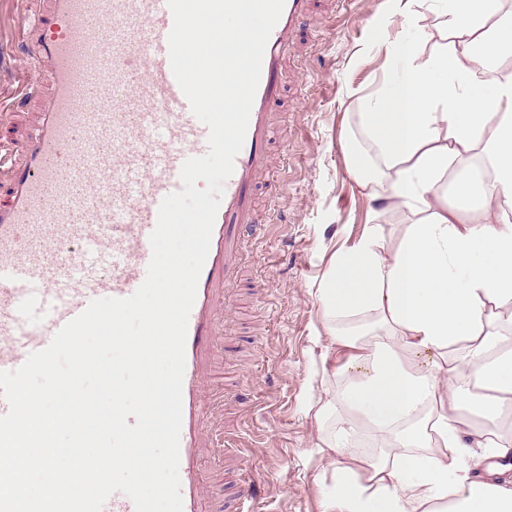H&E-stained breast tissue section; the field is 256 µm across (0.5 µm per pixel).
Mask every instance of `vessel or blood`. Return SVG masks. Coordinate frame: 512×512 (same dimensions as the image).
<instances>
[{"mask_svg":"<svg viewBox=\"0 0 512 512\" xmlns=\"http://www.w3.org/2000/svg\"><path fill=\"white\" fill-rule=\"evenodd\" d=\"M30 19L20 97L50 94L26 147L0 145L13 183L0 204V371L21 367L99 298L131 296L145 279L162 199L181 190L183 162L208 150V129L169 60L167 0H20ZM311 0H285L268 40L244 145L224 186L188 319L180 436L183 512H206L201 472L223 452L211 434L212 367L223 310L247 230L258 229L255 188L269 176L288 40Z\"/></svg>","mask_w":512,"mask_h":512,"instance_id":"vessel-or-blood-1","label":"vessel or blood"}]
</instances>
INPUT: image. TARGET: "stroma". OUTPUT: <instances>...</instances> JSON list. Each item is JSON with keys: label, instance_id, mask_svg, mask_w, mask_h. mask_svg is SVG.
Wrapping results in <instances>:
<instances>
[{"label": "stroma", "instance_id": "35a3bbf8", "mask_svg": "<svg viewBox=\"0 0 512 512\" xmlns=\"http://www.w3.org/2000/svg\"><path fill=\"white\" fill-rule=\"evenodd\" d=\"M21 21L17 0H0V101L11 103L24 68L13 47ZM400 29L387 0H320L291 55L273 145L275 188L258 192L268 234L251 247L224 303L222 366L212 378L221 398L226 454L212 480L222 491L217 512H234L251 475L255 512H321L334 481L330 459L316 453L335 417L317 423L321 403L343 378L323 366L317 335L325 334L319 292L339 253L368 227L395 251L411 214L375 216L351 173L348 141L364 157L376 150L360 133L362 96L390 75L386 46Z\"/></svg>", "mask_w": 512, "mask_h": 512}]
</instances>
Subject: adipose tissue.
Segmentation results:
<instances>
[{"instance_id":"adipose-tissue-1","label":"adipose tissue","mask_w":512,"mask_h":512,"mask_svg":"<svg viewBox=\"0 0 512 512\" xmlns=\"http://www.w3.org/2000/svg\"><path fill=\"white\" fill-rule=\"evenodd\" d=\"M401 29L392 81L365 98L379 165L354 163L377 214L413 215L394 252L375 232L345 252L320 291L332 319L321 351L344 377L334 434L341 453L356 421L380 454L336 467L322 512H512V434L489 424L512 411V12L501 0H391ZM436 15L437 40L410 37ZM480 155L490 188L441 183ZM488 461L471 479L466 459Z\"/></svg>"}]
</instances>
